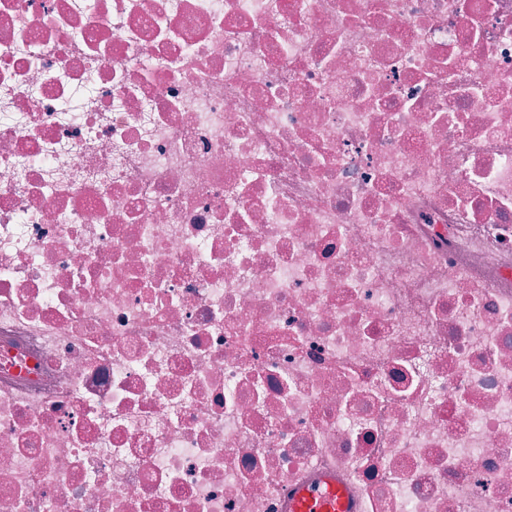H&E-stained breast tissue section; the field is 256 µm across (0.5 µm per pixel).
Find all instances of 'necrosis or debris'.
<instances>
[{
    "instance_id": "necrosis-or-debris-1",
    "label": "necrosis or debris",
    "mask_w": 512,
    "mask_h": 512,
    "mask_svg": "<svg viewBox=\"0 0 512 512\" xmlns=\"http://www.w3.org/2000/svg\"><path fill=\"white\" fill-rule=\"evenodd\" d=\"M512 512V0H0V512ZM291 509L294 512H350L346 490L336 479L326 477L316 486H303L295 492Z\"/></svg>"
}]
</instances>
